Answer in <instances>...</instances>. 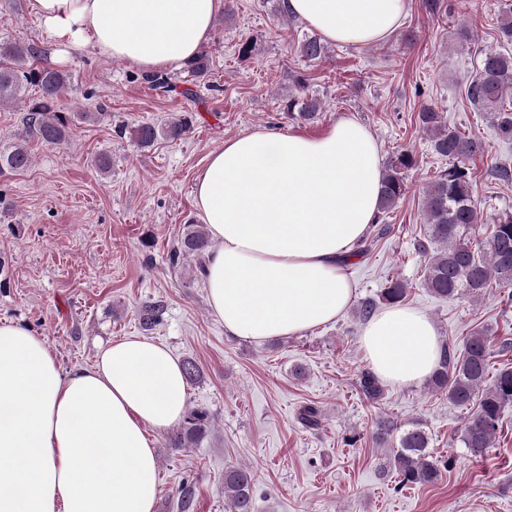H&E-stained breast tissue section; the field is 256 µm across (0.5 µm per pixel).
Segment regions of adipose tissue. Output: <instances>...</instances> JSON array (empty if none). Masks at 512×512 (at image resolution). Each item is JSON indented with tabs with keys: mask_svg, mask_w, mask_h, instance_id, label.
Here are the masks:
<instances>
[{
	"mask_svg": "<svg viewBox=\"0 0 512 512\" xmlns=\"http://www.w3.org/2000/svg\"><path fill=\"white\" fill-rule=\"evenodd\" d=\"M327 41L368 45L395 33L407 0H284ZM224 0H30L48 33L150 73L185 67L207 44ZM382 157L360 121L326 133L253 132L210 154L194 185L218 243L206 288L226 335L262 343L330 323L354 285L343 261L379 203ZM372 370L393 385L427 379L440 358L433 321L407 306L364 326ZM181 363L128 336L93 365L63 371L44 338L0 323V512H154L158 464L150 430L186 412Z\"/></svg>",
	"mask_w": 512,
	"mask_h": 512,
	"instance_id": "obj_1",
	"label": "adipose tissue"
}]
</instances>
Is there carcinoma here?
<instances>
[{"mask_svg":"<svg viewBox=\"0 0 512 512\" xmlns=\"http://www.w3.org/2000/svg\"><path fill=\"white\" fill-rule=\"evenodd\" d=\"M299 54L310 61L322 59L327 47L315 36H306L297 44ZM41 49L22 39L0 43V102L12 100L22 90L32 87L36 96L25 102L23 128L17 143L0 151V174L20 172L30 165V155L23 141L33 138L47 145L65 141L74 119L58 110L57 98L66 85L67 75L59 69L37 64ZM300 94L291 96L283 110L291 117L313 120L321 109L319 100L307 93L306 80L298 79ZM512 54L488 51L482 54L476 74L465 87L471 107L485 115L503 141L512 140ZM420 126L430 137L435 154L448 159V168L424 193L426 231L417 242L418 252L427 258L423 283L440 298H476L495 281L503 301H512V213L495 219L487 236H480V210L475 201L473 180L467 162L485 152L483 141L451 128L441 113L424 106L418 113ZM189 116L179 117L158 127L143 123L131 130V137L143 148L154 145L158 137L179 139L191 129ZM418 165L411 149L392 155L382 176V190L377 220H384L406 193L405 174ZM212 243L205 227L189 222L185 232L168 250V262L177 268L187 258L196 260L204 272ZM407 295V284L389 280L379 298L366 300L357 308L359 321L371 319L379 305H396ZM165 305L152 302L139 312L142 328L149 330L162 322ZM493 339L485 331L469 336L463 353L442 345L438 366L429 377V387L446 395L448 403L467 410L459 441L474 458H481L493 447L504 409L512 405V367L491 371ZM360 396L371 403L382 400L383 382L372 369H364L357 379ZM301 423L310 429L321 425V411L313 405L299 412ZM211 414L204 408H189L183 422L170 437L173 448H187L203 439L210 427ZM373 439L393 448L388 468L396 474L398 488L436 483L441 470L451 467V460H435L428 453L429 436L419 423L403 427L391 417L375 423ZM253 470L240 467L224 473V498L228 512H253Z\"/></svg>","mask_w":512,"mask_h":512,"instance_id":"cac0c4a2","label":"carcinoma"}]
</instances>
